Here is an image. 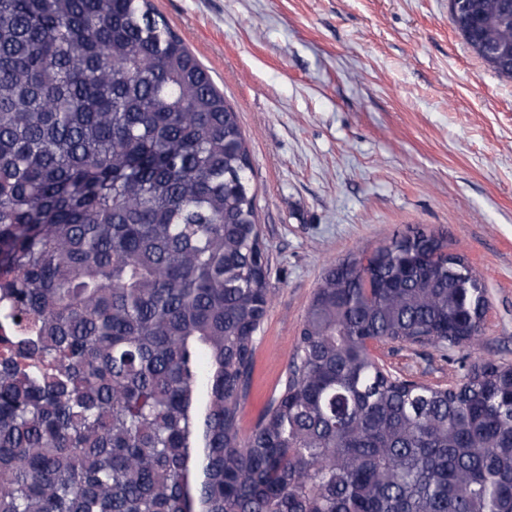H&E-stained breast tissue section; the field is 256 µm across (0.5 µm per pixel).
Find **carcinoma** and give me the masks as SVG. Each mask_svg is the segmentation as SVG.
Here are the masks:
<instances>
[{
    "mask_svg": "<svg viewBox=\"0 0 512 512\" xmlns=\"http://www.w3.org/2000/svg\"><path fill=\"white\" fill-rule=\"evenodd\" d=\"M481 58L512 44L480 5ZM237 112L150 0H0V512H512V363L444 237L329 268L239 438L270 302Z\"/></svg>",
    "mask_w": 512,
    "mask_h": 512,
    "instance_id": "carcinoma-1",
    "label": "carcinoma"
}]
</instances>
